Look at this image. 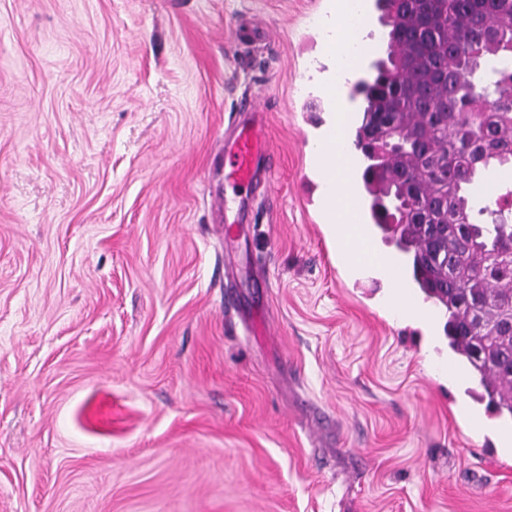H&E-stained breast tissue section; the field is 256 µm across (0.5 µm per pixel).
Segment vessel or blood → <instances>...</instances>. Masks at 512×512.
I'll list each match as a JSON object with an SVG mask.
<instances>
[{"label": "vessel or blood", "instance_id": "vessel-or-blood-1", "mask_svg": "<svg viewBox=\"0 0 512 512\" xmlns=\"http://www.w3.org/2000/svg\"><path fill=\"white\" fill-rule=\"evenodd\" d=\"M249 118L224 144V179L235 187V194L225 196L224 210L242 222V192H257L266 187L273 151L268 139L264 111L253 102L243 105Z\"/></svg>", "mask_w": 512, "mask_h": 512}]
</instances>
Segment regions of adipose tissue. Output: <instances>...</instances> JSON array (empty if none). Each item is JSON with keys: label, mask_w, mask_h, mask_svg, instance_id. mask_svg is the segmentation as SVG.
<instances>
[{"label": "adipose tissue", "mask_w": 512, "mask_h": 512, "mask_svg": "<svg viewBox=\"0 0 512 512\" xmlns=\"http://www.w3.org/2000/svg\"><path fill=\"white\" fill-rule=\"evenodd\" d=\"M367 24L368 16L363 6L359 5L337 14L336 38L328 47L330 55L336 61L337 71L352 73L363 62L367 53V45L363 39ZM325 94L336 101V113L325 136L314 143L312 151L321 159L325 194L330 206L329 214L333 222L348 224L354 216V202L347 183L350 159L344 152L347 109L337 102L336 83H329Z\"/></svg>", "instance_id": "1"}]
</instances>
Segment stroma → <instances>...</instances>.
<instances>
[{
    "mask_svg": "<svg viewBox=\"0 0 512 512\" xmlns=\"http://www.w3.org/2000/svg\"><path fill=\"white\" fill-rule=\"evenodd\" d=\"M336 0H0V512H512V415L310 147ZM260 97L272 189L225 225ZM339 242L340 251L349 264H361L380 259L359 234L354 238L342 235Z\"/></svg>",
    "mask_w": 512,
    "mask_h": 512,
    "instance_id": "stroma-1",
    "label": "stroma"
}]
</instances>
